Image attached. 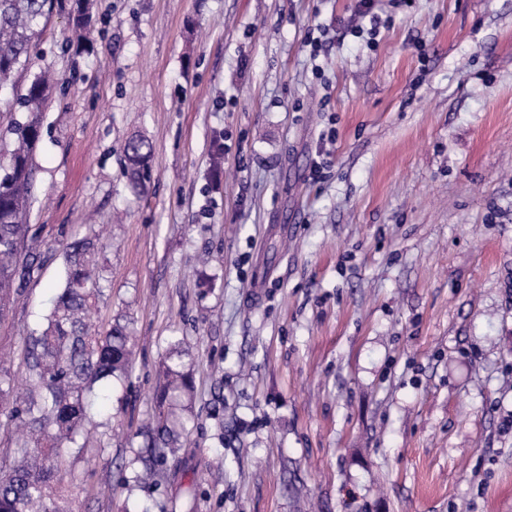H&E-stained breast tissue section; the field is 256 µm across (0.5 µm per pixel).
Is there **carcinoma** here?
Segmentation results:
<instances>
[{
	"label": "carcinoma",
	"instance_id": "obj_1",
	"mask_svg": "<svg viewBox=\"0 0 512 512\" xmlns=\"http://www.w3.org/2000/svg\"><path fill=\"white\" fill-rule=\"evenodd\" d=\"M69 10L76 26L88 24L87 0H0V84H12L24 115L10 125L15 147L8 171L0 176V320L41 266L34 251L38 230L26 217L34 185L33 157L43 138V110L51 90L44 75L24 86L13 84V79L28 65L50 18ZM124 153V174L139 191L150 178L152 143L142 135L132 137ZM105 272L94 230L67 244L62 286L47 323L25 339L24 394L14 393L10 369L0 365V409L20 432L16 461L0 474V512H70L61 487V465L66 456L86 452V443L79 439L96 391L126 375L132 363V319L117 316L103 334L92 328V308L106 297ZM181 344V339L172 338L164 357L157 399L169 410L155 427L145 429L152 436L148 454L141 458L145 479L160 477V466L179 437L168 421L175 417L181 398L194 395V368Z\"/></svg>",
	"mask_w": 512,
	"mask_h": 512
}]
</instances>
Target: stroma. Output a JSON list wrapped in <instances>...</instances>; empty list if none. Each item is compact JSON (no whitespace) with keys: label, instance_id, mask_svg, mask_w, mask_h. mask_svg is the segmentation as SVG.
<instances>
[{"label":"stroma","instance_id":"35a3bbf8","mask_svg":"<svg viewBox=\"0 0 512 512\" xmlns=\"http://www.w3.org/2000/svg\"><path fill=\"white\" fill-rule=\"evenodd\" d=\"M91 3V47L53 17L19 77L60 83L28 216L45 262L0 321L21 377L65 245L98 224L95 324L130 316L138 341L66 461L74 512H512V0H380L374 49L356 0ZM174 336L196 396L138 484ZM127 164L124 174L135 191L142 190L150 178L148 163L153 153L152 143L145 136L130 138L124 145Z\"/></svg>","mask_w":512,"mask_h":512}]
</instances>
